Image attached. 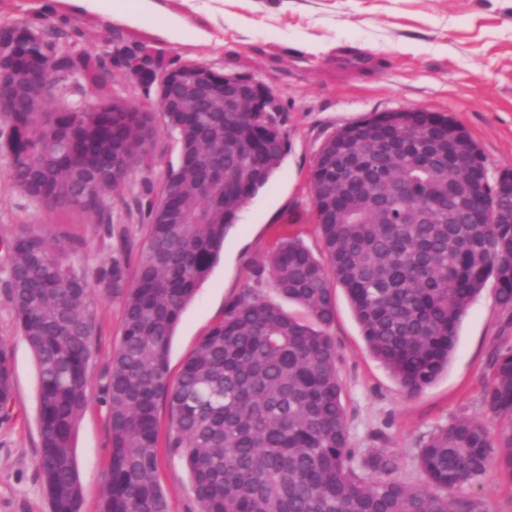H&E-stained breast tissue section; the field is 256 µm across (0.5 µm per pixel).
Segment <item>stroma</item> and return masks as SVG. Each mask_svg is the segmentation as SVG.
<instances>
[{
    "mask_svg": "<svg viewBox=\"0 0 512 512\" xmlns=\"http://www.w3.org/2000/svg\"><path fill=\"white\" fill-rule=\"evenodd\" d=\"M161 4L160 15L127 26L87 11L78 0H0V22L67 29L75 48L106 61L104 88L70 75L65 102L74 108L96 102L103 89L130 94L127 77L110 64L121 42L142 45L167 66L194 62L252 77L277 98L286 154L242 210L219 262L182 312L169 354L170 380H177L227 304L255 283L278 242L297 239L321 255L310 174L320 146L337 130L374 112L427 108L466 130L490 175L512 169V0H205L197 10L186 0ZM177 20L208 32V39L169 40L165 27ZM42 217L26 197L0 184V281L9 263L4 245L19 221ZM55 230L82 241L76 262L88 278L111 262L112 242L94 220L81 216ZM95 301L91 401L74 435L81 512H99L104 495L110 439L101 388L122 338L121 301L100 291ZM328 332L336 342L352 446L396 454L408 480L416 478L418 449L436 429L461 417L492 423L482 399L491 378L489 357L512 345V311L498 306L493 285L471 303L447 369L411 397L368 351L344 291L336 293ZM0 341L13 362L11 416L0 421V512H50L36 467V364L1 295ZM158 479L170 512H196L189 475L178 459L162 457Z\"/></svg>",
    "mask_w": 512,
    "mask_h": 512,
    "instance_id": "stroma-1",
    "label": "stroma"
}]
</instances>
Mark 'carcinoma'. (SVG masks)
<instances>
[{
  "instance_id": "obj_1",
  "label": "carcinoma",
  "mask_w": 512,
  "mask_h": 512,
  "mask_svg": "<svg viewBox=\"0 0 512 512\" xmlns=\"http://www.w3.org/2000/svg\"><path fill=\"white\" fill-rule=\"evenodd\" d=\"M64 31L32 45L44 71L68 66L99 84L88 51L60 56ZM102 96L92 112H32L19 101L0 113V155L8 178L31 203L74 205L116 237L98 283L123 304L122 343L106 373L110 451L100 512H169L158 482V409L168 406L167 452L190 475L198 512H488L457 491L497 468L512 478V346L496 350L483 401L504 422L498 438L461 418L418 449L417 483L385 449L351 448L336 344L327 332L344 288L372 355L414 395L447 367L473 298L494 282L512 310V169L498 183L458 164L481 155L442 113L371 114L356 137L330 136L311 170L313 211L326 260L300 241L270 255L266 284L302 309L284 313L248 286L168 377L172 337L183 310L220 260L244 204L280 167L286 142L269 112H118ZM181 147L162 197L149 177L134 206L148 224L134 280L126 229L112 193L149 172L159 135ZM224 185L202 189L219 151ZM392 194L394 224L373 210V193ZM175 215L178 220L171 221ZM79 239L21 223L6 245L4 294L34 355L38 376L37 471L52 512H80L73 437L88 407L87 367L98 327L93 291L73 257ZM13 398L11 355L0 344V417Z\"/></svg>"
}]
</instances>
